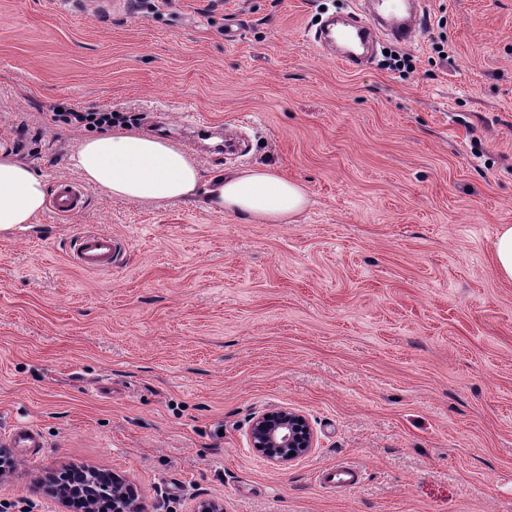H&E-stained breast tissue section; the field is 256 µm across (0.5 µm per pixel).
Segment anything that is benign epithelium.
I'll return each mask as SVG.
<instances>
[{
  "label": "benign epithelium",
  "instance_id": "1",
  "mask_svg": "<svg viewBox=\"0 0 512 512\" xmlns=\"http://www.w3.org/2000/svg\"><path fill=\"white\" fill-rule=\"evenodd\" d=\"M249 438L251 447L273 466L289 464L314 447V434L307 419L288 409L253 417Z\"/></svg>",
  "mask_w": 512,
  "mask_h": 512
}]
</instances>
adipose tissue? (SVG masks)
Listing matches in <instances>:
<instances>
[{"label":"adipose tissue","mask_w":512,"mask_h":512,"mask_svg":"<svg viewBox=\"0 0 512 512\" xmlns=\"http://www.w3.org/2000/svg\"><path fill=\"white\" fill-rule=\"evenodd\" d=\"M75 167L95 190L137 203L182 201L207 194L213 209L255 224H291L309 200L304 187L261 165L203 182L182 147L132 130L82 139ZM46 182L30 164L0 152V230L33 223L46 199Z\"/></svg>","instance_id":"obj_1"}]
</instances>
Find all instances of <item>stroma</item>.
Returning a JSON list of instances; mask_svg holds the SVG:
<instances>
[{
	"label": "stroma",
	"mask_w": 512,
	"mask_h": 512,
	"mask_svg": "<svg viewBox=\"0 0 512 512\" xmlns=\"http://www.w3.org/2000/svg\"><path fill=\"white\" fill-rule=\"evenodd\" d=\"M355 3L0 0V151L47 185L93 133L65 113L147 134L190 112L220 131L178 140L205 179L268 164L310 199L250 224L93 189L0 234V444L40 441L0 502L68 512L42 481L77 465L145 512H512V0H423L418 38L351 72L312 33ZM84 225L111 272L69 262ZM284 408L315 446L274 466L248 428ZM347 465L357 485L320 483ZM494 266L498 278L512 283V225L502 224L492 244Z\"/></svg>",
	"instance_id": "stroma-1"
}]
</instances>
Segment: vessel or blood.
I'll return each instance as SVG.
<instances>
[{
    "label": "vessel or blood",
    "mask_w": 512,
    "mask_h": 512,
    "mask_svg": "<svg viewBox=\"0 0 512 512\" xmlns=\"http://www.w3.org/2000/svg\"><path fill=\"white\" fill-rule=\"evenodd\" d=\"M418 0H370L367 16L352 28L339 31L323 26L317 41L326 46L335 41L351 44L374 43L385 34L402 43L411 42L418 29ZM87 189L75 180L56 181L48 210L57 217H69L82 211L87 202ZM68 258L75 267L94 273L111 271L116 261V245L111 233L98 228H84L71 238Z\"/></svg>",
    "instance_id": "vessel-or-blood-1"
}]
</instances>
